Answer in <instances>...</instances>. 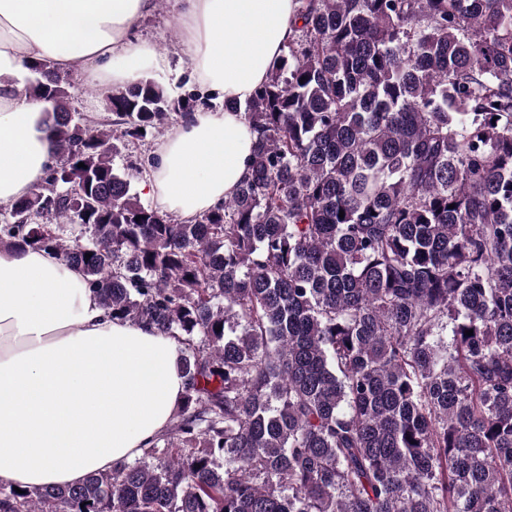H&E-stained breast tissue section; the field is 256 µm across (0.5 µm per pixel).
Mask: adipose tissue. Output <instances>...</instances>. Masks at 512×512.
<instances>
[{
  "label": "adipose tissue",
  "instance_id": "obj_1",
  "mask_svg": "<svg viewBox=\"0 0 512 512\" xmlns=\"http://www.w3.org/2000/svg\"><path fill=\"white\" fill-rule=\"evenodd\" d=\"M191 77L216 100L249 101L294 35L293 0H177ZM155 0H0V205L30 196L54 154L46 102L11 84L30 61L127 85L168 59L134 35ZM257 135L241 113H192L157 145L143 188L191 221L234 194ZM181 347L112 318L79 268L0 250V480L79 483L139 456L184 392Z\"/></svg>",
  "mask_w": 512,
  "mask_h": 512
}]
</instances>
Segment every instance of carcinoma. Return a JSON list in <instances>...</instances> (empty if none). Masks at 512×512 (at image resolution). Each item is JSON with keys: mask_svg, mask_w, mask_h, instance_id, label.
<instances>
[{"mask_svg": "<svg viewBox=\"0 0 512 512\" xmlns=\"http://www.w3.org/2000/svg\"><path fill=\"white\" fill-rule=\"evenodd\" d=\"M295 4L248 173L191 223L113 156L194 97L144 76L99 129L26 64L58 164L0 247L55 252L177 341L185 393L141 458L0 486V512H512V0Z\"/></svg>", "mask_w": 512, "mask_h": 512, "instance_id": "carcinoma-1", "label": "carcinoma"}]
</instances>
